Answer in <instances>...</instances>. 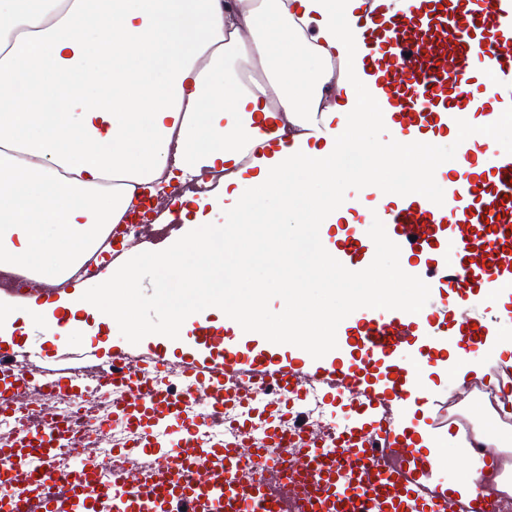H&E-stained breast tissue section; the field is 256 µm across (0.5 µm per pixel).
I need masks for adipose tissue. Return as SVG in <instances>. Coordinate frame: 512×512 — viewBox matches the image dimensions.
I'll return each instance as SVG.
<instances>
[{"label": "adipose tissue", "mask_w": 512, "mask_h": 512, "mask_svg": "<svg viewBox=\"0 0 512 512\" xmlns=\"http://www.w3.org/2000/svg\"><path fill=\"white\" fill-rule=\"evenodd\" d=\"M351 0H0V270L58 285L69 279L164 177L220 172L205 196L185 194L179 222L189 236L153 260L167 318L155 333L184 335L200 309L253 330L260 306L249 273L261 268L286 311L265 335L332 336L337 313L368 305L414 306L424 287L385 288L384 276L410 278L409 259L388 274L345 279L335 251L321 243L343 215L336 201L353 180L393 159L410 174L400 190L423 187L460 159L436 138L382 143L340 131L324 148L294 150L292 129L322 111L327 66L358 63L360 35L347 27ZM268 71L258 80L248 60ZM367 162L346 167L349 144ZM278 224L266 238H231L230 224ZM204 225L194 233V225ZM292 243L289 257L280 247ZM287 260L304 286L285 288ZM101 295L68 302L102 324L145 335L135 262L108 268ZM341 288L342 301L313 290Z\"/></svg>", "instance_id": "1"}]
</instances>
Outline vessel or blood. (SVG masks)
<instances>
[{
	"mask_svg": "<svg viewBox=\"0 0 512 512\" xmlns=\"http://www.w3.org/2000/svg\"><path fill=\"white\" fill-rule=\"evenodd\" d=\"M351 2L364 36L362 70L395 137L460 133L467 166L449 177L445 208L403 195L366 209L344 225L336 258L351 274L374 265L364 227L385 225L392 251L432 253L427 284L441 288L439 301L422 306L418 321L398 302L383 313L357 310L339 330L359 356L353 364L330 346L315 357L301 344L283 353L233 321L217 328L207 317L176 344L140 336L80 351L71 344L73 315L62 309L49 323L48 354L17 350L14 337L0 336V413H20L15 395L29 380L69 393L82 390L92 371L112 395L113 415L137 430L105 454L47 416L0 436V505L18 501L24 512H492L496 491L480 478L464 497L449 496L447 481L437 478L425 439L468 428L424 376L447 370L449 336L467 350L495 335L496 318L478 313L470 299L512 281V145L488 139L499 116L484 109L489 96L512 106V0H407L403 9L396 0ZM326 132L315 113L298 143L322 141ZM124 251L108 236L79 279L98 277ZM76 293L68 280L12 296L54 302ZM421 336L432 346L404 361ZM144 366L184 376L187 390L145 379ZM313 386L331 402L349 395L354 422L334 447H285L280 421L288 401ZM256 403L273 420L265 446L214 440L228 406ZM248 453L271 458L263 480L244 464Z\"/></svg>",
	"mask_w": 512,
	"mask_h": 512,
	"instance_id": "b4317fda",
	"label": "vessel or blood"
}]
</instances>
